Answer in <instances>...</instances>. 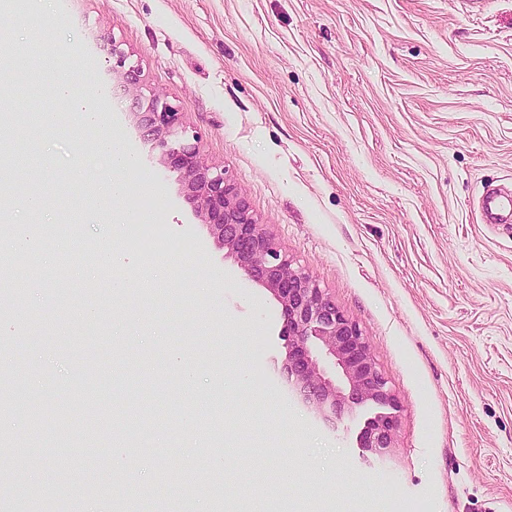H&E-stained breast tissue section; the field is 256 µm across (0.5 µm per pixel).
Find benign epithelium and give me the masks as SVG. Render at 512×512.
Masks as SVG:
<instances>
[{"label":"benign epithelium","instance_id":"obj_1","mask_svg":"<svg viewBox=\"0 0 512 512\" xmlns=\"http://www.w3.org/2000/svg\"><path fill=\"white\" fill-rule=\"evenodd\" d=\"M112 69L120 72L124 91L133 96L143 135L154 141L161 161L179 173L186 200L218 243L237 260L247 280L263 285L282 307L288 336L285 370L305 400L324 414L344 407L371 405L377 409L360 432V447L381 456L391 447L397 426L398 402L378 371L359 326L347 318L312 278L275 246L251 215L237 185L224 168L206 163L186 137L182 113L161 94L142 102L138 68L112 50ZM334 359L348 390L336 386L321 365L320 353Z\"/></svg>","mask_w":512,"mask_h":512}]
</instances>
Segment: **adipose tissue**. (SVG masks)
<instances>
[{"instance_id":"adipose-tissue-1","label":"adipose tissue","mask_w":512,"mask_h":512,"mask_svg":"<svg viewBox=\"0 0 512 512\" xmlns=\"http://www.w3.org/2000/svg\"><path fill=\"white\" fill-rule=\"evenodd\" d=\"M48 88L51 94L69 100L71 112L76 118L75 128L97 132L96 149L108 159L111 173L94 186L93 194L100 209H111L113 203L123 198L127 192L121 174L135 166L134 154L123 139L112 135L103 95L82 92L72 75L64 70L49 76Z\"/></svg>"}]
</instances>
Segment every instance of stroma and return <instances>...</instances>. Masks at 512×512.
<instances>
[{"label": "stroma", "mask_w": 512, "mask_h": 512, "mask_svg": "<svg viewBox=\"0 0 512 512\" xmlns=\"http://www.w3.org/2000/svg\"><path fill=\"white\" fill-rule=\"evenodd\" d=\"M53 6L46 19L0 0V46L32 58L5 67L0 120V164L28 150L0 183L7 512H512V223L478 208L487 189L512 190V0ZM116 45L359 325L399 403L384 458L358 445L371 409L328 423L289 384L280 304L144 141L113 87ZM77 66L138 158L117 225L89 194L109 167L96 132H63L69 109L48 90L49 69ZM28 192L42 214L16 209ZM19 222L59 249L55 265L12 256ZM100 248L112 270L71 280ZM121 276L158 284L123 296Z\"/></svg>", "instance_id": "1"}]
</instances>
